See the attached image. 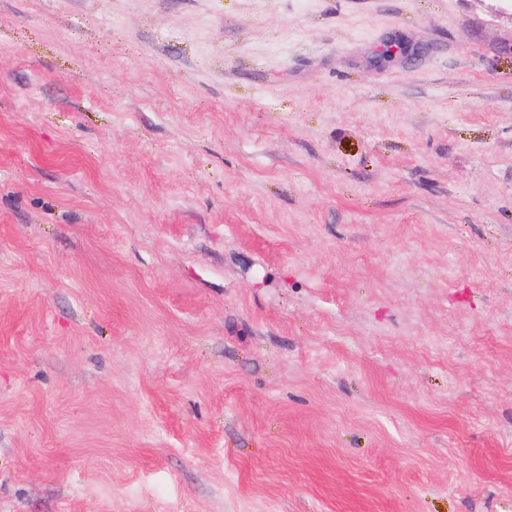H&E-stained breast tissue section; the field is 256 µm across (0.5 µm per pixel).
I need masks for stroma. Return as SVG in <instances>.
I'll use <instances>...</instances> for the list:
<instances>
[{
    "mask_svg": "<svg viewBox=\"0 0 512 512\" xmlns=\"http://www.w3.org/2000/svg\"><path fill=\"white\" fill-rule=\"evenodd\" d=\"M0 512H512V0H0Z\"/></svg>",
    "mask_w": 512,
    "mask_h": 512,
    "instance_id": "35a3bbf8",
    "label": "stroma"
}]
</instances>
